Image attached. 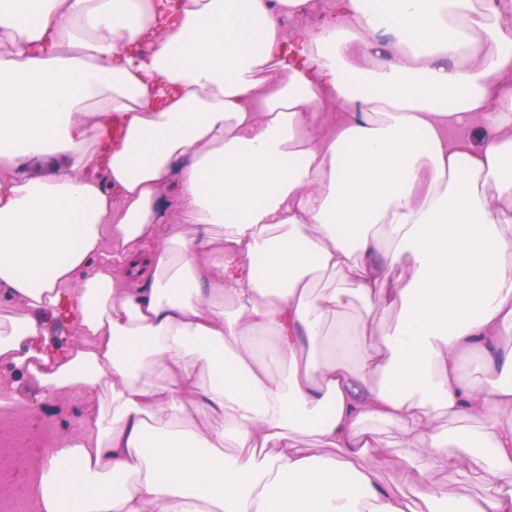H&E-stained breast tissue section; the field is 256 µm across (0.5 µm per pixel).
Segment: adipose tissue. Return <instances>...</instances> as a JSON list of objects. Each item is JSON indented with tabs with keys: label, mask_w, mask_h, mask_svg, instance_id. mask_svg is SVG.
<instances>
[{
	"label": "adipose tissue",
	"mask_w": 512,
	"mask_h": 512,
	"mask_svg": "<svg viewBox=\"0 0 512 512\" xmlns=\"http://www.w3.org/2000/svg\"><path fill=\"white\" fill-rule=\"evenodd\" d=\"M0 305L44 395L112 383L36 512H512V0H0ZM43 319L46 336L42 339V351L49 357L79 342L76 329L62 317L44 316ZM442 478L448 485L449 495L460 493L489 494L492 492L489 486L475 473L467 475L446 474Z\"/></svg>",
	"instance_id": "obj_1"
}]
</instances>
